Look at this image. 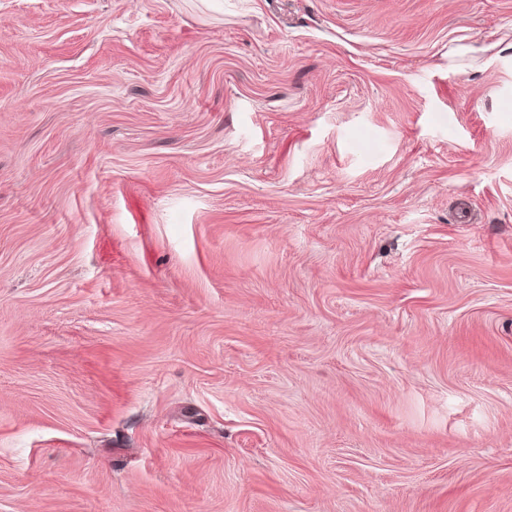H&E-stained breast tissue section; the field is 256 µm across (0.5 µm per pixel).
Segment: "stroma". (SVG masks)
Returning a JSON list of instances; mask_svg holds the SVG:
<instances>
[{
    "instance_id": "stroma-1",
    "label": "stroma",
    "mask_w": 512,
    "mask_h": 512,
    "mask_svg": "<svg viewBox=\"0 0 512 512\" xmlns=\"http://www.w3.org/2000/svg\"><path fill=\"white\" fill-rule=\"evenodd\" d=\"M0 512H512V0H0Z\"/></svg>"
}]
</instances>
